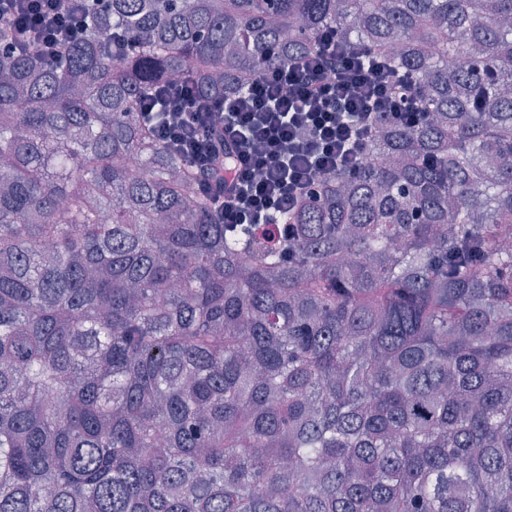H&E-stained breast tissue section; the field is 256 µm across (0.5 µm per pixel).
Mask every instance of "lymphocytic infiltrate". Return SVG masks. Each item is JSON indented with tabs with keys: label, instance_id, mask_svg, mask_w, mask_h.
Here are the masks:
<instances>
[{
	"label": "lymphocytic infiltrate",
	"instance_id": "lymphocytic-infiltrate-1",
	"mask_svg": "<svg viewBox=\"0 0 512 512\" xmlns=\"http://www.w3.org/2000/svg\"><path fill=\"white\" fill-rule=\"evenodd\" d=\"M82 2L0 0V19L10 23L14 49L55 61L88 35ZM160 101L165 111H156ZM200 101L197 90L171 85L141 108L167 149L214 176L209 191L219 221L233 228H266L314 196L323 176L358 169L380 119L414 127L423 118L409 79L331 43L263 71L220 111Z\"/></svg>",
	"mask_w": 512,
	"mask_h": 512
}]
</instances>
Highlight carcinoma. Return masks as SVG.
Returning a JSON list of instances; mask_svg holds the SVG:
<instances>
[{"label":"carcinoma","instance_id":"cac0c4a2","mask_svg":"<svg viewBox=\"0 0 512 512\" xmlns=\"http://www.w3.org/2000/svg\"><path fill=\"white\" fill-rule=\"evenodd\" d=\"M85 16L56 63L0 27V512H512V0ZM326 35L424 123L381 122L288 245L231 230L139 100L220 102Z\"/></svg>","mask_w":512,"mask_h":512}]
</instances>
